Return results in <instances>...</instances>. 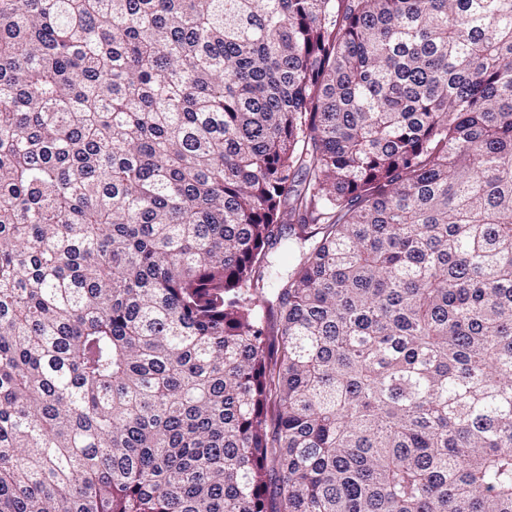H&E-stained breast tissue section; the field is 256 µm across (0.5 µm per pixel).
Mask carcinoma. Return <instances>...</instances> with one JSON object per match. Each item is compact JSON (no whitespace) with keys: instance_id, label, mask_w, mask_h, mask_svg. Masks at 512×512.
Masks as SVG:
<instances>
[{"instance_id":"obj_1","label":"carcinoma","mask_w":512,"mask_h":512,"mask_svg":"<svg viewBox=\"0 0 512 512\" xmlns=\"http://www.w3.org/2000/svg\"><path fill=\"white\" fill-rule=\"evenodd\" d=\"M0 512H512V0H0Z\"/></svg>"}]
</instances>
